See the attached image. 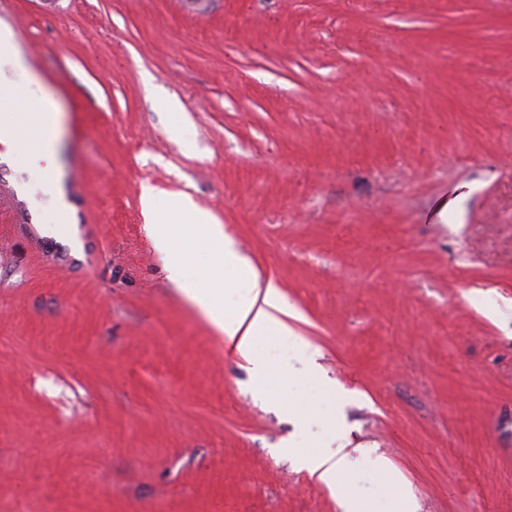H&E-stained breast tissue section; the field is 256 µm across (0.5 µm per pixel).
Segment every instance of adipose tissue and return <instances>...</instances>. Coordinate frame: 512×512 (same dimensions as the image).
I'll return each mask as SVG.
<instances>
[{
    "mask_svg": "<svg viewBox=\"0 0 512 512\" xmlns=\"http://www.w3.org/2000/svg\"><path fill=\"white\" fill-rule=\"evenodd\" d=\"M10 31L0 28V141L13 143L20 156L44 162V190L51 220L47 235L63 243L76 240V226L61 191V168L56 162L62 118L54 103L39 97L29 104L21 76L24 62L10 54ZM141 205L154 244L169 257V279L180 288L248 365L260 396H273L280 374L269 354L261 349L268 339H288L294 332L287 319L294 308L274 282L259 284L248 262L224 234V227L209 211L183 198L180 211L167 210L153 187L143 186ZM299 464L313 477L337 491L342 512H416L398 476L382 456L372 460L375 473L390 486L385 499L369 504L340 487L343 461L310 453Z\"/></svg>",
    "mask_w": 512,
    "mask_h": 512,
    "instance_id": "adipose-tissue-1",
    "label": "adipose tissue"
}]
</instances>
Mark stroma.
Wrapping results in <instances>:
<instances>
[{
	"mask_svg": "<svg viewBox=\"0 0 512 512\" xmlns=\"http://www.w3.org/2000/svg\"><path fill=\"white\" fill-rule=\"evenodd\" d=\"M0 26L59 106L79 231L46 235L0 142V512H340L292 456H348L374 501L370 448L418 512H512V0H0ZM145 183L295 308L303 423L169 280Z\"/></svg>",
	"mask_w": 512,
	"mask_h": 512,
	"instance_id": "obj_1",
	"label": "stroma"
}]
</instances>
